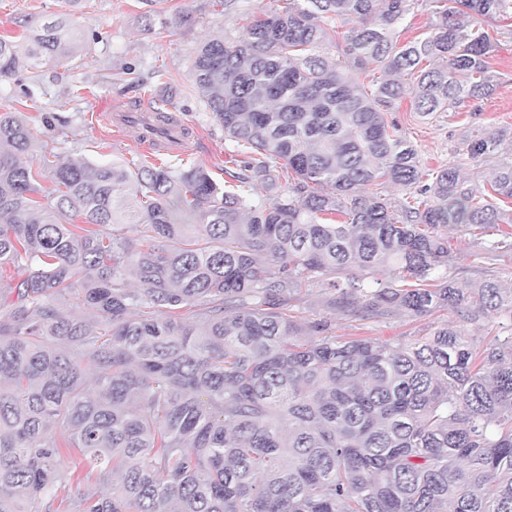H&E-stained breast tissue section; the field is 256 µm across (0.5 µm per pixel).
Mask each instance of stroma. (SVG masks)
<instances>
[{
  "label": "stroma",
  "mask_w": 512,
  "mask_h": 512,
  "mask_svg": "<svg viewBox=\"0 0 512 512\" xmlns=\"http://www.w3.org/2000/svg\"><path fill=\"white\" fill-rule=\"evenodd\" d=\"M149 10L154 21L148 28L141 15ZM68 12L74 15L80 40L75 56L52 67L24 57L13 75L0 78V113H23L34 135L23 160L37 171L42 193L53 187L43 168V155L50 149L76 162L145 163L132 138H115L112 128L95 120L106 100L131 112L158 110L183 124L184 146L157 153V163L201 165L220 182L244 165L246 155L225 137L191 78L195 53L204 41L241 38L237 13L225 11L221 0H84L75 12L67 0H0V35H21ZM490 34L497 46L489 62L498 76L490 99L425 117L406 98L387 115L398 134L415 145L423 167L455 165L462 175L482 183L491 178L493 164L470 158L468 133L512 125V21L497 23ZM448 240L450 276L475 285L496 281L512 289V255L488 259L479 235L463 224L449 227ZM331 295L321 285L303 289L295 303L297 315L330 324L337 336L406 343L454 319L453 312L439 310L419 318L363 320L332 309Z\"/></svg>",
  "instance_id": "obj_1"
}]
</instances>
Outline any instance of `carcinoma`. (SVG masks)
<instances>
[{"instance_id":"cac0c4a2","label":"carcinoma","mask_w":512,"mask_h":512,"mask_svg":"<svg viewBox=\"0 0 512 512\" xmlns=\"http://www.w3.org/2000/svg\"><path fill=\"white\" fill-rule=\"evenodd\" d=\"M431 2L403 43L409 0H289L204 43L194 86L250 151L229 187L53 153L42 203L19 161L31 128L0 113V512H512V336L478 352L447 321L411 343L340 338L291 309L313 283L368 318L490 323L512 304L448 276L445 233L512 224V127L467 139L497 159L486 187L425 170L387 121L408 88L424 116L491 97L487 27L512 0ZM31 42L50 67L78 38L54 20ZM20 48L0 36V76ZM410 13L407 16L406 29L401 32L400 42H407L424 36L429 30L432 19V5L428 0H410Z\"/></svg>"}]
</instances>
